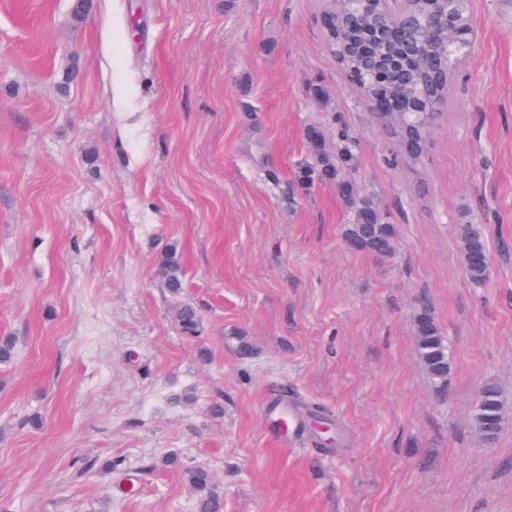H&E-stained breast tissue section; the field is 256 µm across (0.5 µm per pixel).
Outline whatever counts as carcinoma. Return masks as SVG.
I'll use <instances>...</instances> for the list:
<instances>
[{
  "instance_id": "carcinoma-1",
  "label": "carcinoma",
  "mask_w": 512,
  "mask_h": 512,
  "mask_svg": "<svg viewBox=\"0 0 512 512\" xmlns=\"http://www.w3.org/2000/svg\"><path fill=\"white\" fill-rule=\"evenodd\" d=\"M375 8L374 4L367 6L358 0H332L323 16L322 29L336 65L359 89L380 126L400 147L405 162L414 168L422 162L431 130L440 116L439 108L447 101L448 89L470 47L467 30L472 25L474 0H405L399 6V14H410L415 19L406 49L402 48L398 24L380 34L374 31ZM442 13L454 17L463 41L450 45L442 32L430 26V17ZM306 140L311 162L302 171L303 181L334 183L337 194L353 213L352 222L345 225L343 239L361 242L363 251L373 255H391L397 246L393 226L382 221L374 200L344 175L357 162L350 137L337 133L332 152L325 150L324 134L315 126L307 129ZM459 237L465 272L472 284L482 287L490 276L484 229L480 224H461ZM158 271L169 292L178 295L182 267L175 248L162 255ZM175 319L187 337L196 336L202 325L198 309L189 303L176 305ZM418 322L417 355L431 378L442 385L451 370L447 337L430 307L422 308ZM503 405L498 387L485 384L473 413L475 426L480 430L496 426ZM185 478L196 493L197 512H224V499L211 486L207 471L188 469Z\"/></svg>"
}]
</instances>
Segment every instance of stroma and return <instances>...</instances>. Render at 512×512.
I'll return each instance as SVG.
<instances>
[{"mask_svg": "<svg viewBox=\"0 0 512 512\" xmlns=\"http://www.w3.org/2000/svg\"><path fill=\"white\" fill-rule=\"evenodd\" d=\"M73 5L0 0V512H195L197 466L224 512H512V0H476L415 169L337 68L322 0ZM311 125L353 140L393 255L347 249L335 186L301 184ZM425 305L443 386L416 352ZM489 381L491 441L472 423ZM459 237L465 272L472 284L482 287L490 276L489 247L484 229L480 224H460ZM476 256L480 259L476 260ZM158 271L166 288L177 296L182 288V267L174 247L169 248L159 260ZM175 319L182 334L196 337L202 325V318L195 306L179 302L175 307ZM417 320L420 324V331H415L417 355L431 378L443 385L448 380L452 365L447 337L429 306L422 308ZM504 405L498 387L493 383H486L481 389L473 413L475 426L483 432L484 428L495 427L498 422L500 410Z\"/></svg>", "mask_w": 512, "mask_h": 512, "instance_id": "stroma-1", "label": "stroma"}]
</instances>
